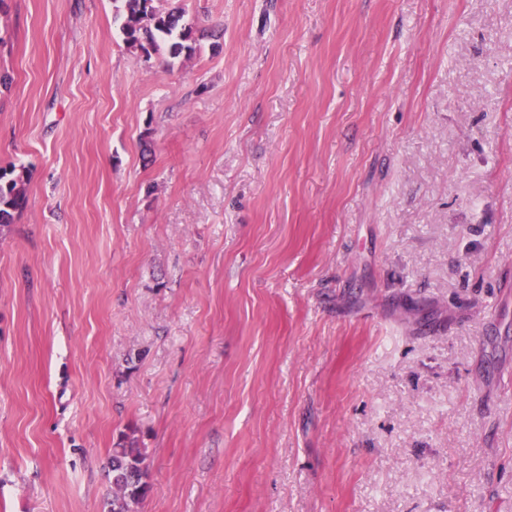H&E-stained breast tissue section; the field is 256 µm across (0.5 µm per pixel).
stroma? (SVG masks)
Returning a JSON list of instances; mask_svg holds the SVG:
<instances>
[{"label": "stroma", "mask_w": 512, "mask_h": 512, "mask_svg": "<svg viewBox=\"0 0 512 512\" xmlns=\"http://www.w3.org/2000/svg\"><path fill=\"white\" fill-rule=\"evenodd\" d=\"M0 0V512H512V0ZM123 1L126 14L122 31L128 47L149 55L150 50L160 49L161 41L173 57L193 49L197 37L192 27L180 24L183 13L179 7L164 11L153 6L154 0ZM24 175L16 174L15 167L0 168V227L12 224L14 213L26 203ZM146 459L134 442L119 443L109 460L114 489L107 512H136L149 490V472ZM141 490L138 494L137 491Z\"/></svg>", "instance_id": "1"}]
</instances>
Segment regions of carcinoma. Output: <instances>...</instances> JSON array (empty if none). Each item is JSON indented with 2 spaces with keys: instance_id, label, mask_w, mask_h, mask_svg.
Returning <instances> with one entry per match:
<instances>
[{
  "instance_id": "obj_1",
  "label": "carcinoma",
  "mask_w": 512,
  "mask_h": 512,
  "mask_svg": "<svg viewBox=\"0 0 512 512\" xmlns=\"http://www.w3.org/2000/svg\"><path fill=\"white\" fill-rule=\"evenodd\" d=\"M122 31L125 44L145 54L165 43L169 54L179 56L192 50L197 37L194 29L180 24L183 13L173 7L164 11L153 6L154 0H124ZM24 175L15 169L0 168V227L13 223L14 213L26 203ZM112 473V500L108 512H136L149 490V472L145 457L134 442L120 443L112 449L109 460Z\"/></svg>"
}]
</instances>
